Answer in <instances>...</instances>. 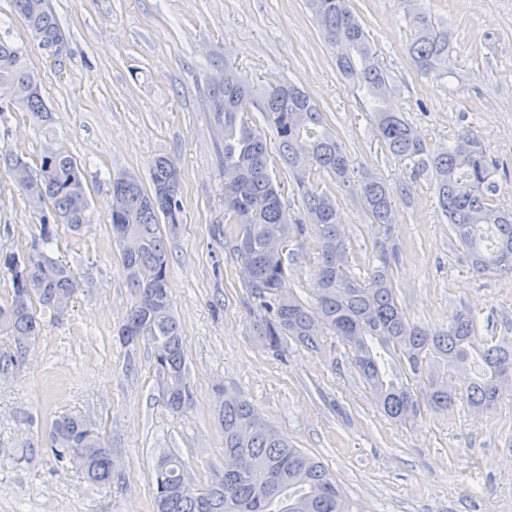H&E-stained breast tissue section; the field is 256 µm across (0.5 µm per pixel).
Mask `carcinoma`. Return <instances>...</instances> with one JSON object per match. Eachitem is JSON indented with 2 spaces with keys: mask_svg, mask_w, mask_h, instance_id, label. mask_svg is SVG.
<instances>
[{
  "mask_svg": "<svg viewBox=\"0 0 512 512\" xmlns=\"http://www.w3.org/2000/svg\"><path fill=\"white\" fill-rule=\"evenodd\" d=\"M418 0H403L404 20L413 32L410 55L425 72L448 69L451 49L448 31ZM38 46L58 54L65 33L50 0H12ZM324 39L335 49L336 69L360 94L372 112L373 128L388 152L435 170L440 206L459 246L480 275L512 272V212L493 205L494 164L477 138L464 131L448 149L429 156L402 115L389 106L393 88L348 0H307ZM211 105L224 126V217L241 225L233 254L252 298L258 301L256 338L278 356L299 344L319 352L324 337L335 336L349 349L351 364L385 416L405 423L420 413L421 404L446 411L456 402L448 371L470 367L468 405L490 409L512 374V341L489 344L482 339L474 316L459 311L448 326L430 329L408 320L388 271L376 266L364 276L350 271L347 247L336 200L310 180L312 169L324 171L344 187L351 186L349 160L336 137L323 126L321 113L309 95L288 82H274L260 112L265 128L246 117L253 104L247 76L232 66L212 81ZM0 114L17 108L34 124L53 122L36 76L25 65L24 49L9 33L0 34ZM279 143L282 161L295 178L304 221L290 218L269 170L266 132ZM9 173L19 170L17 184L29 206H51L54 221L77 231L89 222V199L84 169L75 158L48 144L37 168L8 154ZM145 190L132 175H112V236L120 248L125 279L135 301L120 335L127 343L148 341L162 374L166 406L183 411L189 402L182 328L167 289L168 253L159 220L180 223V172L164 156L150 173ZM357 193L377 224L392 223V198L387 185L366 175ZM310 225L317 250L314 301L308 304L281 288L287 267L283 252L296 234ZM52 233L42 223L40 241L27 252H1L0 268L11 275L9 298L0 304V335L10 340L0 347V377L23 366L30 346L42 333L37 307L61 313L77 290L71 268L52 257L46 246ZM224 434V470L213 473L202 489L185 477L176 455L160 452L153 465L156 512H343L335 475L319 460L296 448L288 436L266 422L236 394L224 393L219 412ZM48 448L54 458L80 470L92 483L112 484V449L85 416L65 413L50 426Z\"/></svg>",
  "mask_w": 512,
  "mask_h": 512,
  "instance_id": "cac0c4a2",
  "label": "carcinoma"
}]
</instances>
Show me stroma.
<instances>
[{
    "instance_id": "obj_1",
    "label": "stroma",
    "mask_w": 512,
    "mask_h": 512,
    "mask_svg": "<svg viewBox=\"0 0 512 512\" xmlns=\"http://www.w3.org/2000/svg\"><path fill=\"white\" fill-rule=\"evenodd\" d=\"M448 30V71H418L400 0H351L395 89L402 112L430 153L471 131L498 165L495 205L512 211V0H423ZM68 43L51 56L33 43L9 0L0 28L27 49L54 114L55 147L86 173L91 220L81 231L53 224V257L79 289L62 315L39 311L42 334L19 374L0 379V512H155L152 465L179 456L185 476L206 486L224 468L217 413L225 392L246 397L296 447L336 475L344 512H512V392L491 410L458 400L390 422L335 337L325 353L291 347L287 360L254 338L255 305L234 260L239 225L224 218V129L210 82L225 65L247 75L255 98L267 86L303 87L341 142L353 177L373 173L391 189L393 221L376 224L357 193L314 173L336 198L351 270L388 263L411 321L446 326L458 311L477 317L484 338H512V273L478 276L458 246L435 193V172L415 173L376 136L370 112L341 80L305 0H51ZM44 137L28 113L0 114V155L37 165ZM181 175V222L160 231L168 288L183 331L190 402L162 398L147 342L123 343L133 304L112 239L113 173L149 184L153 160ZM41 235L6 167H0V252L29 250ZM284 291L312 298L316 250L293 239ZM78 411L112 450V485L88 483L47 449L52 420Z\"/></svg>"
}]
</instances>
